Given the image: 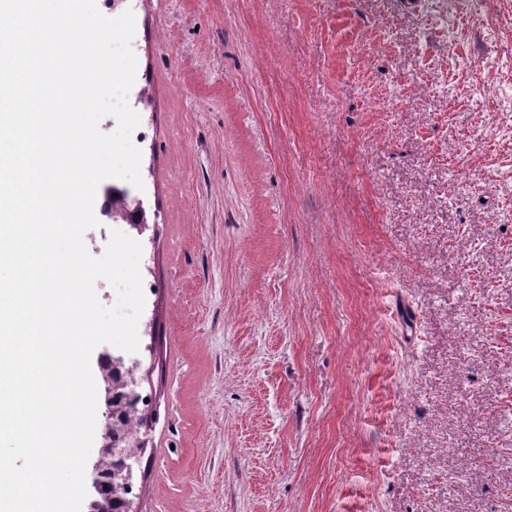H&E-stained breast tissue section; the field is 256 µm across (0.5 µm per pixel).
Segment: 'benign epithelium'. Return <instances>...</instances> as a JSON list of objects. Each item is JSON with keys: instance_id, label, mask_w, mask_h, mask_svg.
<instances>
[{"instance_id": "obj_1", "label": "benign epithelium", "mask_w": 512, "mask_h": 512, "mask_svg": "<svg viewBox=\"0 0 512 512\" xmlns=\"http://www.w3.org/2000/svg\"><path fill=\"white\" fill-rule=\"evenodd\" d=\"M137 364L125 365L121 358H106L101 367L98 398L105 407L100 446L92 464L90 498L94 512H112L113 503L124 504L125 512H137L134 497V465L144 450L140 439L121 433V420L138 415L135 392Z\"/></svg>"}]
</instances>
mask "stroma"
Masks as SVG:
<instances>
[{
    "label": "stroma",
    "instance_id": "35a3bbf8",
    "mask_svg": "<svg viewBox=\"0 0 512 512\" xmlns=\"http://www.w3.org/2000/svg\"><path fill=\"white\" fill-rule=\"evenodd\" d=\"M140 512H512V0H132Z\"/></svg>",
    "mask_w": 512,
    "mask_h": 512
}]
</instances>
